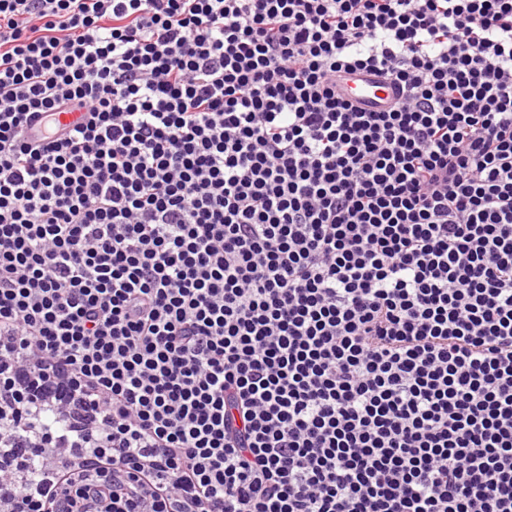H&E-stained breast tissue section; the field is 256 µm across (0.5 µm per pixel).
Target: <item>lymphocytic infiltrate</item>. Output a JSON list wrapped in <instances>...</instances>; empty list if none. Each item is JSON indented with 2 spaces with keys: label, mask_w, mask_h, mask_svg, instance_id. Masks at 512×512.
Returning <instances> with one entry per match:
<instances>
[{
  "label": "lymphocytic infiltrate",
  "mask_w": 512,
  "mask_h": 512,
  "mask_svg": "<svg viewBox=\"0 0 512 512\" xmlns=\"http://www.w3.org/2000/svg\"><path fill=\"white\" fill-rule=\"evenodd\" d=\"M0 512H512V0H0ZM342 86L354 100L370 109H383L394 97L386 81L370 74L344 75Z\"/></svg>",
  "instance_id": "lymphocytic-infiltrate-1"
}]
</instances>
